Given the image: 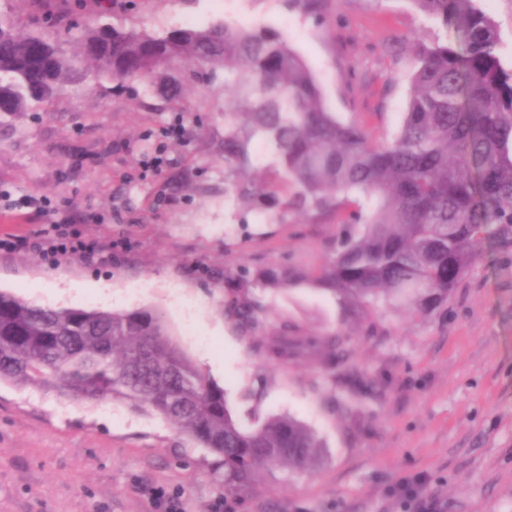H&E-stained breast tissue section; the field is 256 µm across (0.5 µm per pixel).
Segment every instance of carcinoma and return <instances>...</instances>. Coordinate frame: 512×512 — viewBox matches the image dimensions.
Listing matches in <instances>:
<instances>
[{
    "instance_id": "1",
    "label": "carcinoma",
    "mask_w": 512,
    "mask_h": 512,
    "mask_svg": "<svg viewBox=\"0 0 512 512\" xmlns=\"http://www.w3.org/2000/svg\"><path fill=\"white\" fill-rule=\"evenodd\" d=\"M319 20L327 0H284ZM448 36L419 39L403 119L376 142L327 110L322 88L288 36L266 25L220 21L151 34L99 21L84 27L80 52L60 47L52 16L27 32L0 15V116L49 105L74 81L104 77L120 88L163 66L212 83L224 65L225 192L241 209L282 224L293 213L347 224L348 234L316 274L290 269L283 285L312 283L358 316L382 304L425 313L448 300L476 260L488 227L512 232V68L479 0H411ZM93 40L101 55L83 50ZM272 178L249 177L258 167ZM256 300L224 303V316L253 335ZM351 337L327 342L336 364ZM0 382L70 400L111 399L154 413L214 455L224 491L249 492L267 467L309 468L322 443L288 416L246 429L157 312L51 307L0 291Z\"/></svg>"
}]
</instances>
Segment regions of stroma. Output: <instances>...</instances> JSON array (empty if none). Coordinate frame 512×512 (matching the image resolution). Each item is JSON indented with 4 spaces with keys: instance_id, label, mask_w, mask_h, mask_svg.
Wrapping results in <instances>:
<instances>
[{
    "instance_id": "1",
    "label": "stroma",
    "mask_w": 512,
    "mask_h": 512,
    "mask_svg": "<svg viewBox=\"0 0 512 512\" xmlns=\"http://www.w3.org/2000/svg\"><path fill=\"white\" fill-rule=\"evenodd\" d=\"M112 4L123 28L231 19L287 31L328 110L376 140L400 124L412 43L426 32L410 0H329L321 24L283 0ZM40 11L90 22L98 0H0L25 26ZM112 86L103 78L0 118V235L69 224L101 247L55 266L0 253V289L42 305L162 313L238 422L295 417L321 439L322 457L303 472L262 470L248 496L231 495L209 451L158 417L1 384L0 512H167L172 501L179 512H407L393 493L404 480L439 512H512V238L491 229L430 313L344 319L322 288L262 286L269 271L316 272L348 228L239 211L224 192L223 83L185 85L174 102L159 82ZM176 120L182 136L164 137ZM237 293L267 309L250 339L224 315ZM343 330L353 344L339 370L325 340ZM284 343L287 358L271 357Z\"/></svg>"
}]
</instances>
